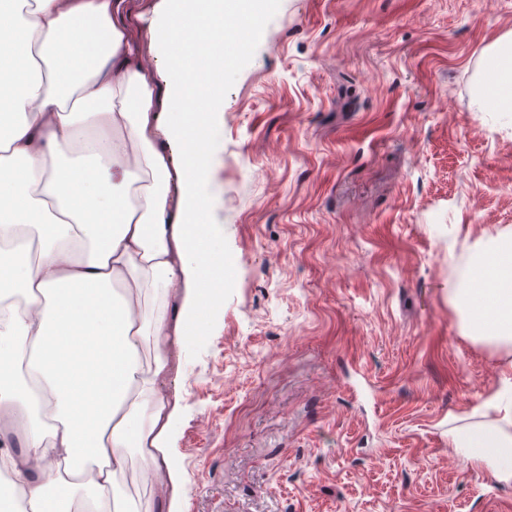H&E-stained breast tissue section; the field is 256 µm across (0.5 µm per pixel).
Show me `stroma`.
Returning a JSON list of instances; mask_svg holds the SVG:
<instances>
[{
	"label": "stroma",
	"instance_id": "35a3bbf8",
	"mask_svg": "<svg viewBox=\"0 0 512 512\" xmlns=\"http://www.w3.org/2000/svg\"><path fill=\"white\" fill-rule=\"evenodd\" d=\"M134 51L161 0H126ZM216 113L232 280L164 392L173 479L134 454L135 512H512L465 467L512 352L473 342L451 292L512 242V118L471 75L512 0H271Z\"/></svg>",
	"mask_w": 512,
	"mask_h": 512
}]
</instances>
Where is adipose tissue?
I'll list each match as a JSON object with an SVG mask.
<instances>
[{
  "label": "adipose tissue",
  "instance_id": "ef3b65f1",
  "mask_svg": "<svg viewBox=\"0 0 512 512\" xmlns=\"http://www.w3.org/2000/svg\"><path fill=\"white\" fill-rule=\"evenodd\" d=\"M34 2L24 27L37 37V55L51 74L13 98L16 118L0 132V169L21 163L38 171L53 210L26 213L37 262L25 260L0 228V291L20 302L0 314V335L9 343L0 348V410L15 406L31 378L51 390L38 392L24 410V455L1 448L0 467L34 466V477L11 490L30 512H46V487L63 481L68 512H133L124 484L129 449L151 452L156 483L173 473L163 449L176 407L161 386L175 363L186 360L189 326L206 308L193 248L196 202L222 204L214 175L199 178L190 156L203 151L216 160L222 144L188 141L179 83L171 85L168 111H156L153 73L129 50L124 0ZM78 28L94 42L90 60L68 84L58 57L63 37ZM490 100L498 111L512 112V30L484 54L474 105L481 109ZM92 115L106 118L112 133L88 145L84 132ZM68 180L111 186L119 224L102 233L67 196ZM471 269L458 291L466 330L479 342L512 348V246L489 247ZM91 290L104 297L122 342L112 350V379L120 390L96 421L86 452L75 412L79 398L58 387L61 358L49 336L64 294ZM144 340L152 347L147 359L138 351ZM484 410L488 419L457 433L454 446L467 466L512 483V381L503 380Z\"/></svg>",
  "mask_w": 512,
  "mask_h": 512
}]
</instances>
